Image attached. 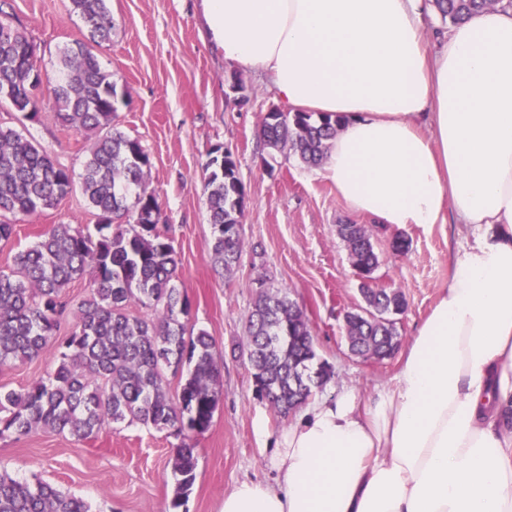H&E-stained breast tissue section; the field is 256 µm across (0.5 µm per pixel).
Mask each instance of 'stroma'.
I'll use <instances>...</instances> for the list:
<instances>
[{
	"label": "stroma",
	"mask_w": 512,
	"mask_h": 512,
	"mask_svg": "<svg viewBox=\"0 0 512 512\" xmlns=\"http://www.w3.org/2000/svg\"><path fill=\"white\" fill-rule=\"evenodd\" d=\"M109 6L112 36L97 54L118 93L114 123L138 138L150 156L145 185L159 204V227L180 260L178 285L191 302L190 323L215 340L221 397L210 430L195 440L196 480L177 510L171 507L177 440L139 423L111 424L86 440L43 429L22 438L7 433L0 436V469L81 497L91 512H221L225 492L238 482L275 478L270 460L291 421L255 392L244 340L257 280L286 290L305 311L316 351L333 368L322 395L344 385L370 391L394 383L401 358L374 363L348 350L343 314L362 298L337 225H373L380 261L375 281L404 293L407 308L397 327L407 342L447 287L448 264L460 239L449 224H372L346 205L323 168L267 147L259 124L280 101L258 77L225 63L205 35L198 0H109ZM0 8L39 45L41 98L49 100L61 50L86 35L79 14L71 0H5ZM234 73L244 84L246 103L229 89ZM0 126L32 139L72 173L81 172L87 142L64 129L53 113L31 121L0 106ZM218 148L234 152L248 197L241 219L245 248L230 277L210 256L205 164ZM96 222L77 190L54 208L19 217L12 243L0 246V270H9L15 253L51 225L90 232ZM397 238L407 241L406 253L392 251ZM55 354L50 345L30 361L0 366V389L20 390L45 378ZM260 418L266 423L262 434L255 428Z\"/></svg>",
	"instance_id": "obj_1"
}]
</instances>
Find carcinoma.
Segmentation results:
<instances>
[{
	"mask_svg": "<svg viewBox=\"0 0 512 512\" xmlns=\"http://www.w3.org/2000/svg\"><path fill=\"white\" fill-rule=\"evenodd\" d=\"M108 0H71L89 32L63 51L65 73L53 90L52 112L61 126L88 142L79 180L47 150L11 128H0V244L12 242L14 218L54 207L80 188L98 218V236L71 224H54L34 246L18 251L10 271H0V366L24 363L45 349L60 316L70 306L66 289L90 273L92 288L76 306V329L57 345L47 378L19 391H0V435L27 436L38 429L85 440L109 424L140 423L171 429L181 438L173 458L171 506H182L195 482V446L184 431L202 436L212 426L222 386L215 341L187 326L191 308L178 288V258L159 227L160 209L147 192L150 157L139 140L114 128L117 111L112 75L96 48L112 35ZM442 21L452 24L485 10L490 0H433ZM0 7V102L36 120L42 112L39 46L13 24L3 26ZM343 122L340 116L280 113L261 120L270 148L289 150L309 164H322ZM205 183L212 229L211 256L232 276L241 258L243 185L233 156L209 158ZM139 188L134 199L123 189ZM338 235L360 275L372 278L379 265L370 230L339 225ZM248 319L246 345L256 390L275 413L302 395L311 397L332 374L314 345L310 321L288 292L262 280ZM366 307L345 316L352 351L387 355L402 338L393 316L403 313L399 290L362 284ZM144 314L134 315L130 308ZM186 371L176 394L167 372ZM0 512H90L89 505L54 486L0 472Z\"/></svg>",
	"mask_w": 512,
	"mask_h": 512,
	"instance_id": "obj_1",
	"label": "carcinoma"
}]
</instances>
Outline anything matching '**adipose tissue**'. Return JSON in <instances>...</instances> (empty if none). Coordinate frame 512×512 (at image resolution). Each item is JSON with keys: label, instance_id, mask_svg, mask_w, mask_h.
Returning a JSON list of instances; mask_svg holds the SVG:
<instances>
[{"label": "adipose tissue", "instance_id": "obj_1", "mask_svg": "<svg viewBox=\"0 0 512 512\" xmlns=\"http://www.w3.org/2000/svg\"><path fill=\"white\" fill-rule=\"evenodd\" d=\"M201 7L226 63L342 116L324 168L354 212L466 237L395 384L313 399L222 512H512V6L431 43L427 0Z\"/></svg>", "mask_w": 512, "mask_h": 512}]
</instances>
